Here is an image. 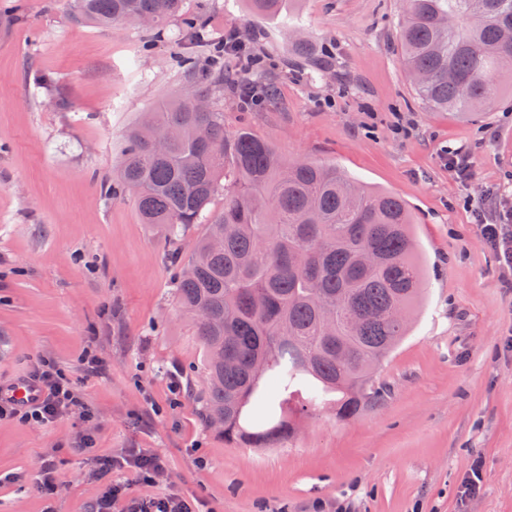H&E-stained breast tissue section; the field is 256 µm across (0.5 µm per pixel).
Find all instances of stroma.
<instances>
[{
    "instance_id": "1",
    "label": "stroma",
    "mask_w": 512,
    "mask_h": 512,
    "mask_svg": "<svg viewBox=\"0 0 512 512\" xmlns=\"http://www.w3.org/2000/svg\"><path fill=\"white\" fill-rule=\"evenodd\" d=\"M404 0H287L279 16L245 0H184L264 59L278 102L241 110L232 88L212 90L228 132L246 129L286 162L333 164L365 187L391 192L413 217L427 290L408 336L378 368L382 405L340 421L311 411L279 448H237L208 428L198 395L202 353L173 291L180 272L135 200H105L127 130L158 103L194 90L180 65V20L163 33L110 30L73 19L68 0H0V387L54 359L93 416L21 423L0 417V512H92L105 489L97 457L143 448L165 461L152 486L207 512H512V269L481 240L459 203L501 187L512 194V89L474 122L426 107L398 46ZM333 52L330 66L289 69L294 31ZM413 128L395 139L391 125ZM466 147L475 179L441 165L442 146ZM95 346L105 371L88 374ZM177 374L181 394L169 380ZM92 434V453L78 449ZM484 484L460 485L474 459ZM54 461L58 489L36 486Z\"/></svg>"
}]
</instances>
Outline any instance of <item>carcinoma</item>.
<instances>
[{"instance_id":"cac0c4a2","label":"carcinoma","mask_w":512,"mask_h":512,"mask_svg":"<svg viewBox=\"0 0 512 512\" xmlns=\"http://www.w3.org/2000/svg\"><path fill=\"white\" fill-rule=\"evenodd\" d=\"M276 16L285 0H247ZM183 0H69L78 22L110 28L140 15L161 32ZM181 38L211 42L204 20L183 23ZM402 63L429 107L472 120L495 106L500 81L512 80V0H406L399 31ZM204 89L224 69L182 60ZM265 99L269 85L244 77ZM163 124L167 147L154 151L144 130ZM132 192L144 224L172 243L224 193L192 258L174 285L202 348L206 422L223 421L224 442L274 448L295 431L297 415L330 407L348 420L383 401L376 368L407 332L393 316L415 312L424 269L402 200L369 190L343 170L298 159L282 162L265 140L224 129V113L200 112L195 96L158 104L129 128L108 198ZM363 252L379 258L367 267Z\"/></svg>"}]
</instances>
